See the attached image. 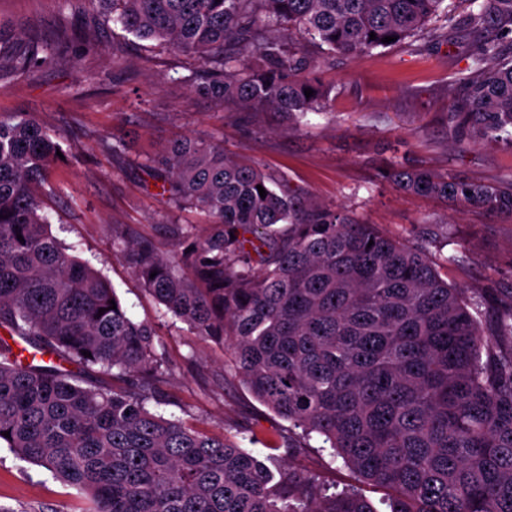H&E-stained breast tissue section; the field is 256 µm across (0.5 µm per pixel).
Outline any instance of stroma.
Returning a JSON list of instances; mask_svg holds the SVG:
<instances>
[{
	"label": "stroma",
	"mask_w": 512,
	"mask_h": 512,
	"mask_svg": "<svg viewBox=\"0 0 512 512\" xmlns=\"http://www.w3.org/2000/svg\"><path fill=\"white\" fill-rule=\"evenodd\" d=\"M62 29L73 42L55 63L0 78V116L27 113L61 136L71 159L51 170L43 213L69 254L107 277L128 316L155 329L156 349L170 364L160 413L223 434L271 469L317 473L339 490L355 484L352 470L317 441L288 442V421L240 382L230 350L166 313L112 238L130 226L172 257L167 225L205 232L208 217L174 208L141 166L174 137H205L225 157L260 166L309 200L345 207L389 237L416 245L420 224L447 228V242L421 244L447 257L441 274L449 284L475 293L511 288L512 213L409 195L386 175L403 158L465 179H512V148L460 139L448 121V89L474 74V46L424 33L409 45L326 59L317 75L330 90L327 107L292 131L273 111L195 95L186 57L102 22L87 0H0V32L16 48L56 41ZM87 506L84 494L0 447V512Z\"/></svg>",
	"instance_id": "35a3bbf8"
}]
</instances>
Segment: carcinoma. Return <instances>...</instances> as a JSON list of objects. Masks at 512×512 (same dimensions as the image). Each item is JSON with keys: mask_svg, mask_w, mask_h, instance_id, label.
<instances>
[{"mask_svg": "<svg viewBox=\"0 0 512 512\" xmlns=\"http://www.w3.org/2000/svg\"><path fill=\"white\" fill-rule=\"evenodd\" d=\"M88 2L102 21L197 61L198 96L270 108L292 130L328 103L305 76L318 59L393 46L386 36L401 44L438 22L478 49L476 74L449 90V120L468 140L512 147V0L462 15L446 0ZM64 40L18 52L0 34V72L49 65ZM58 151L68 156L35 117H0V329L55 356L27 361L0 337V446L86 494L89 512H381L356 486L331 493L315 474H275L224 436L153 411L167 372L155 330L127 316L41 215ZM141 166L169 203L210 224L200 237L168 225L176 261L130 227L113 245L167 311L231 347L288 440L322 438L358 481L393 492L386 512H512V288H455L423 248L307 201L210 139L175 138ZM389 177L408 194L512 213V179L404 162Z\"/></svg>", "mask_w": 512, "mask_h": 512, "instance_id": "carcinoma-1", "label": "carcinoma"}]
</instances>
